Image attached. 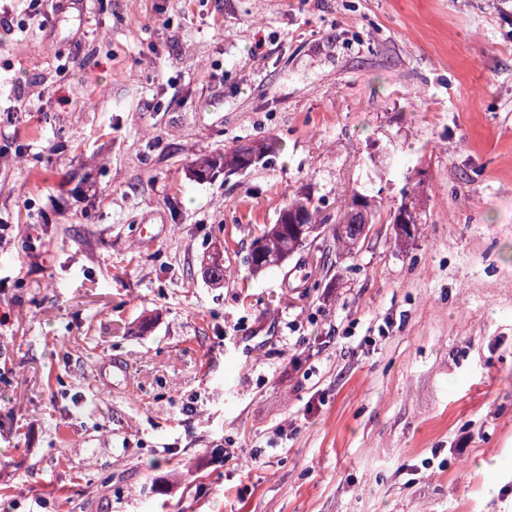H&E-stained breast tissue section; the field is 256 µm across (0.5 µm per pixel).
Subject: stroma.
I'll list each match as a JSON object with an SVG mask.
<instances>
[{
    "instance_id": "1",
    "label": "stroma",
    "mask_w": 512,
    "mask_h": 512,
    "mask_svg": "<svg viewBox=\"0 0 512 512\" xmlns=\"http://www.w3.org/2000/svg\"><path fill=\"white\" fill-rule=\"evenodd\" d=\"M0 32V512H512V0H80ZM263 54H255L258 39ZM282 150L228 180L195 159ZM408 247L254 276L372 145ZM224 254L212 284L202 259ZM248 148L249 152L257 154L259 157L275 155L279 151V145L276 141L269 138H259L251 142V145L244 147H235L225 150L224 153L197 160L194 164L193 172L196 178L200 180L213 179L224 174V168H234L245 166L249 163L246 154H239L241 148Z\"/></svg>"
}]
</instances>
